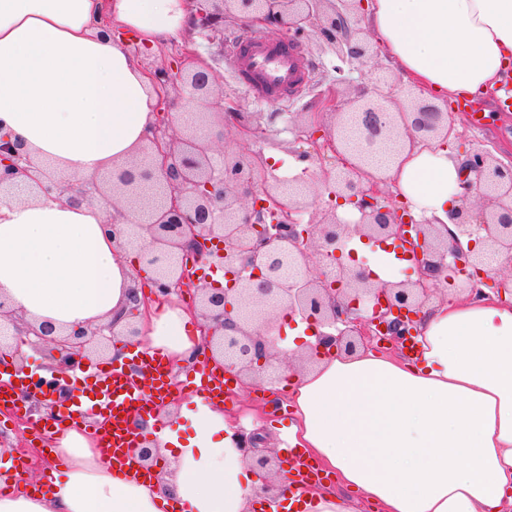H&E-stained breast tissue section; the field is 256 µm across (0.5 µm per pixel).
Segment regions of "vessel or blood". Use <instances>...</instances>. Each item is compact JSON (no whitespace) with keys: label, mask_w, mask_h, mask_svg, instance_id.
Listing matches in <instances>:
<instances>
[{"label":"vessel or blood","mask_w":512,"mask_h":512,"mask_svg":"<svg viewBox=\"0 0 512 512\" xmlns=\"http://www.w3.org/2000/svg\"><path fill=\"white\" fill-rule=\"evenodd\" d=\"M235 80L253 101L298 96L308 84L312 66L293 41L241 37L225 56ZM131 366L148 374L151 390L142 393L130 372L131 366L110 364L100 371L98 386L101 396L95 406L99 417L92 422V433L101 445V462L109 469L138 473L139 464L133 453L138 435L130 424L149 417L153 406L164 403L171 394L169 368L163 358L145 351L133 354ZM204 399L223 400L231 381L223 372L205 367L193 380Z\"/></svg>","instance_id":"obj_1"}]
</instances>
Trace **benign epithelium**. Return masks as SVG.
Wrapping results in <instances>:
<instances>
[{"instance_id":"benign-epithelium-1","label":"benign epithelium","mask_w":512,"mask_h":512,"mask_svg":"<svg viewBox=\"0 0 512 512\" xmlns=\"http://www.w3.org/2000/svg\"><path fill=\"white\" fill-rule=\"evenodd\" d=\"M195 25L213 28L233 15L246 24L260 17L269 28L302 34L312 27L336 46L344 61L363 67L374 54L373 44L351 30L349 11L356 0H203ZM144 74L163 107L155 113L146 144L138 155L112 170V181L97 178L61 183L33 167L24 144L0 135V199L43 196L80 206L96 199L110 206L103 228L120 246L130 238L140 245L132 264L133 281L140 267L153 271L151 287L158 298L192 291L203 321V344L209 359L224 363L236 379L253 385H274L287 379L277 338L264 334L278 308L335 333L319 334L318 348L354 354L378 339L379 347L397 351L414 334L431 298L447 295L461 284L482 296L492 254L512 255V166L486 152L464 162L475 181H464L477 202L463 195L448 211L450 225L414 219L397 197L381 189L366 163L382 147L400 153L425 147L436 139L448 141L453 127L439 106L393 81L387 96L358 95L348 108L335 113L333 128L313 127L308 140L329 161L319 184L336 203L347 202L359 217L341 220L336 208L318 220L301 216L317 211L318 194L307 180L287 181L262 156L248 151L255 126L241 112L233 113L234 138L224 134V97L216 73L193 55L181 56L167 67L142 63ZM193 112L198 125L216 130L222 146L202 143L194 127L181 126L178 114ZM365 241L406 243L416 259L417 278L375 283L354 268L336 261L344 243ZM202 264L224 271L222 288L194 272ZM124 331L116 322L58 330L50 322L33 325L0 298V354L7 356L35 337L34 344L50 353L52 373L82 370L110 356L118 335L135 337L139 314L138 288L129 292ZM55 380H29L21 398L40 408L43 388L56 390ZM237 448L243 459L267 478L261 493L265 503L275 498L268 477L283 470V461L266 438L238 430ZM138 459L157 463L148 437L138 439Z\"/></svg>"}]
</instances>
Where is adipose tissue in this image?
<instances>
[{"label":"adipose tissue","mask_w":512,"mask_h":512,"mask_svg":"<svg viewBox=\"0 0 512 512\" xmlns=\"http://www.w3.org/2000/svg\"><path fill=\"white\" fill-rule=\"evenodd\" d=\"M190 0H0V134L61 182L128 161L145 143L156 96L124 33L158 47L185 35ZM108 17L112 30L100 34ZM365 23L403 79L435 102L495 88L512 74V0H372ZM391 178L414 215L448 220L460 163L440 141L371 169ZM98 205L52 199L0 206V297L27 320L65 330L122 317L133 288L130 250L113 243ZM191 316L165 303L141 316L139 349L173 364L198 341ZM418 353L362 350L314 357L289 387L297 418L282 444L335 475L345 494H307L281 481L285 512H512V302L466 290L430 305ZM194 434L145 427L167 465L146 482L99 462L81 432L56 428L66 465L49 496H0V512H249L262 486L221 405L198 395L161 411Z\"/></svg>","instance_id":"adipose-tissue-1"}]
</instances>
